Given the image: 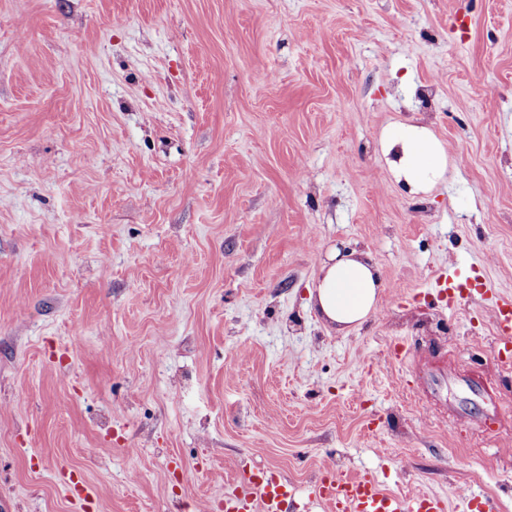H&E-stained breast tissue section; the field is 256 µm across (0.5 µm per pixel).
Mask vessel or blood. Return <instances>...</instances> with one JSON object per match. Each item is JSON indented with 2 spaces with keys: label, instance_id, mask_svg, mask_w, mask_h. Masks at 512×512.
<instances>
[{
  "label": "vessel or blood",
  "instance_id": "obj_1",
  "mask_svg": "<svg viewBox=\"0 0 512 512\" xmlns=\"http://www.w3.org/2000/svg\"><path fill=\"white\" fill-rule=\"evenodd\" d=\"M449 300L477 295L491 302L496 346L501 355L512 354V296L494 292L485 283L450 274L445 282ZM330 512H446L440 496L420 494L412 498L385 491L375 477L340 476L324 470L313 488ZM296 488L276 472L240 473L236 486L224 495V512H293Z\"/></svg>",
  "mask_w": 512,
  "mask_h": 512
}]
</instances>
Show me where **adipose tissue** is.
Wrapping results in <instances>:
<instances>
[{"label":"adipose tissue","instance_id":"adipose-tissue-1","mask_svg":"<svg viewBox=\"0 0 512 512\" xmlns=\"http://www.w3.org/2000/svg\"><path fill=\"white\" fill-rule=\"evenodd\" d=\"M383 155L395 178L414 193L427 190L445 169L439 141L414 124L387 132ZM382 292L380 269L368 254L335 247L320 265L309 300L328 323L342 331L366 322L376 312Z\"/></svg>","mask_w":512,"mask_h":512}]
</instances>
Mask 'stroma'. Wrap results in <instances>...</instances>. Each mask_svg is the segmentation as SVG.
Listing matches in <instances>:
<instances>
[{
  "label": "stroma",
  "mask_w": 512,
  "mask_h": 512,
  "mask_svg": "<svg viewBox=\"0 0 512 512\" xmlns=\"http://www.w3.org/2000/svg\"><path fill=\"white\" fill-rule=\"evenodd\" d=\"M335 246L385 285L341 332ZM452 268L512 295V0H0V512H224L256 467L300 512L326 467L512 512V365ZM383 155L397 181L412 193L426 191L445 169L444 150L425 127L403 124L386 133ZM383 288L380 269L368 254L334 247L321 262L309 301L342 331L361 326L377 311Z\"/></svg>",
  "instance_id": "1"
}]
</instances>
